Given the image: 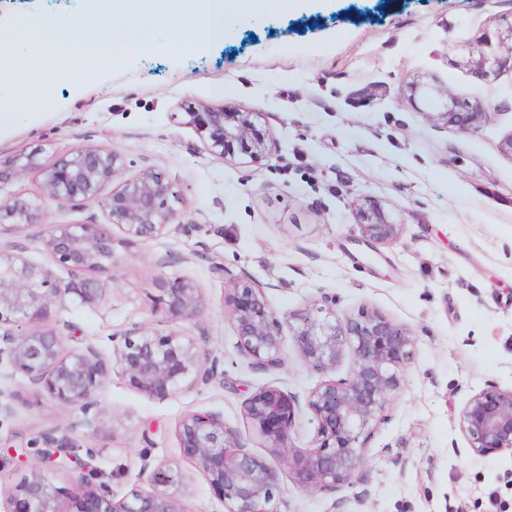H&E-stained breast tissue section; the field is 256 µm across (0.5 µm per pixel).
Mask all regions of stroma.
<instances>
[{
	"label": "stroma",
	"instance_id": "stroma-1",
	"mask_svg": "<svg viewBox=\"0 0 512 512\" xmlns=\"http://www.w3.org/2000/svg\"><path fill=\"white\" fill-rule=\"evenodd\" d=\"M512 0H267L259 20L233 23L221 41L173 22L152 53L115 65L81 91L32 70L0 78L17 114L0 131V158L39 151L51 163L85 146L119 153L125 173L164 174L185 214L159 238L115 247L116 266L97 274L101 299L69 297L54 328L78 329L67 345L112 334L179 331L218 360L208 384L159 399L111 370L89 418L52 401L0 364V503L37 462L47 432L66 436L110 474L120 495L138 481L140 458L170 464L188 512H224V502L175 436L189 412L223 414L226 426L261 451L243 403L262 387L306 397L324 376L283 343L282 366L263 371L236 348L230 278L262 286L281 323L330 296L336 314L375 309L407 327L413 354L386 418L368 435L362 476L333 492L282 476L277 512H512V456L476 458L457 426L465 401L486 384L512 386V73L487 84L460 66L467 45L494 35ZM88 0H0V17L52 25L92 16ZM436 88L411 98L415 81ZM486 102L473 133L435 117L444 93ZM261 113L272 153L254 162L220 158L175 113L198 102ZM378 201L404 225L402 243L370 251L356 243L354 207ZM43 229L20 239L30 259L71 274L45 250ZM199 288L204 309L175 320L153 302L159 278Z\"/></svg>",
	"mask_w": 512,
	"mask_h": 512
}]
</instances>
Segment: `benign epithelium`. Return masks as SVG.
Wrapping results in <instances>:
<instances>
[{"mask_svg": "<svg viewBox=\"0 0 512 512\" xmlns=\"http://www.w3.org/2000/svg\"><path fill=\"white\" fill-rule=\"evenodd\" d=\"M503 27L476 47L468 46L461 62L484 83L503 71L512 72V11L501 16ZM486 103L475 98L446 95L437 120L462 133L477 131ZM259 113L243 106L201 102L181 113L178 124L192 129L204 147L221 157L235 148L249 158L270 153V140L256 134ZM121 156L102 146H87L50 165L31 151L0 160V184L30 174L41 179L44 197L24 193L0 199V224L22 233L34 225L44 228L43 242L53 260L74 275L114 267V230L127 244L147 242L164 234L185 210L176 185L162 174L122 176ZM63 207L99 204L104 224H48L45 201ZM361 240L368 245L394 244L403 227L389 220L381 205L365 199L356 209ZM156 302L174 319H192L203 310V299L188 279L159 280ZM84 303L100 296L97 283L85 278L79 286L63 284L53 271L32 262L19 241L0 243V361L41 387L57 403L98 415L99 394L115 365L129 385L151 397L165 398L218 376V361L203 354L196 341L173 331L158 336L136 330L111 336L112 360L88 343L80 349L66 346L69 325L50 331L41 324L52 320L69 295ZM233 328L237 348L263 370L282 366V325L270 308L264 288L236 280L231 288ZM335 300L296 311L288 325L304 361L312 368L336 369L344 348L353 349L356 362L346 378H328L310 391L307 407L318 423L315 444L296 448L290 432L302 405L277 386L260 389L244 403V415L265 442L269 457L256 453L240 434L226 426L216 412L184 414L176 436L210 486L220 495L225 512H274L280 487V465L300 486L312 491H334L355 482L365 462V437L384 420L389 396L402 382L414 344L411 332L379 311L357 319L336 317ZM458 428L472 456H512V387L489 383L471 395L458 415ZM38 462L7 499V512H60L61 490L44 470L69 462L81 470L80 491L73 512H188L184 503L167 491L171 469L143 455L140 485L117 497L97 468L82 461L78 447L52 433L42 436Z\"/></svg>", "mask_w": 512, "mask_h": 512, "instance_id": "1", "label": "benign epithelium"}]
</instances>
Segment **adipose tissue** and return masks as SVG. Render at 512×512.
<instances>
[{
    "label": "adipose tissue",
    "instance_id": "1",
    "mask_svg": "<svg viewBox=\"0 0 512 512\" xmlns=\"http://www.w3.org/2000/svg\"><path fill=\"white\" fill-rule=\"evenodd\" d=\"M192 11L186 26L197 29L204 37L223 36L235 19L258 15L264 0H191ZM170 0H112L116 26L90 25L76 28L62 21L45 27L21 21L0 29V43L19 41L26 52L0 55V77L23 69H40L65 76L74 89H83L96 78L111 74L115 64L153 52L157 48L155 32L171 22ZM80 53L89 63L87 71L69 67L73 53Z\"/></svg>",
    "mask_w": 512,
    "mask_h": 512
}]
</instances>
